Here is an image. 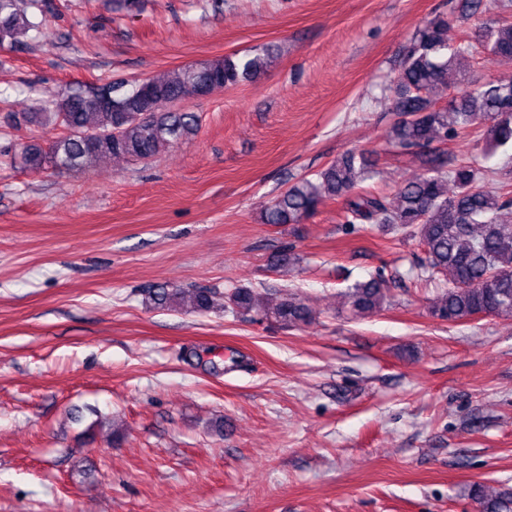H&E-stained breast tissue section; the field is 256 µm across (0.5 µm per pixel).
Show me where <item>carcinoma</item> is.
I'll list each match as a JSON object with an SVG mask.
<instances>
[{
    "instance_id": "cac0c4a2",
    "label": "carcinoma",
    "mask_w": 512,
    "mask_h": 512,
    "mask_svg": "<svg viewBox=\"0 0 512 512\" xmlns=\"http://www.w3.org/2000/svg\"><path fill=\"white\" fill-rule=\"evenodd\" d=\"M18 0H0V47L18 43L20 36L40 27L17 7ZM506 0H465L460 18L473 22L474 34L448 41L453 18L437 15L418 28L406 47L397 76L392 111L401 115L391 129L393 147L410 152L455 140L476 127L484 128L485 144L450 165L435 154L429 167L401 183L394 200L352 195L360 183L376 174L362 152L348 150L312 178L289 186L262 211L265 224H302L326 199L344 198L346 224H386L412 228L425 252V270L448 280L433 302L431 315L458 323L479 317L512 320V184L494 191L477 186L498 169L489 161L501 148L512 146V77L480 81L467 78L458 89L448 73L472 66L476 55L488 60L512 58V16ZM270 56L236 54L177 69L167 77L118 78L95 85L72 84L66 93L36 112L13 116L18 125L60 127L63 132L47 145L22 144L10 155L21 169L63 173L114 157L143 163L195 134L200 118L177 108L190 91L203 98L216 88H231L257 77ZM388 281L377 273L345 294L355 318L379 312L387 301ZM150 303L162 310L188 309L204 313L214 307L208 289L161 286L148 290ZM227 299L244 310L263 309V299L249 288H237ZM265 315L284 325L307 324L313 312L305 300L283 294ZM470 496L482 512H512V488L477 484Z\"/></svg>"
}]
</instances>
